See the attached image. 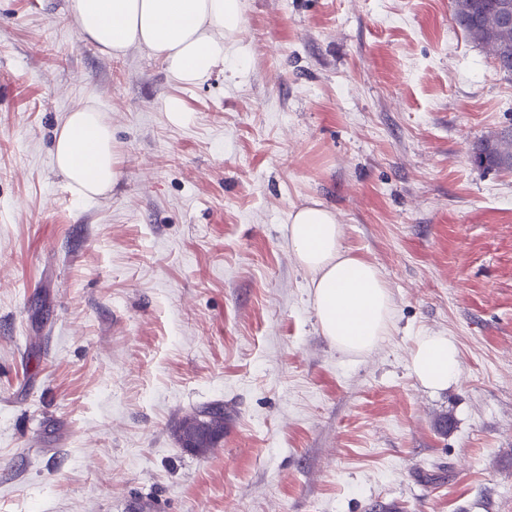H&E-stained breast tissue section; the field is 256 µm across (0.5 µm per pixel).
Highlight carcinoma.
<instances>
[{
  "instance_id": "obj_1",
  "label": "carcinoma",
  "mask_w": 512,
  "mask_h": 512,
  "mask_svg": "<svg viewBox=\"0 0 512 512\" xmlns=\"http://www.w3.org/2000/svg\"><path fill=\"white\" fill-rule=\"evenodd\" d=\"M506 0H453V18L460 29L474 41L491 47L499 71L512 74V30H490L497 15V4ZM473 162L487 169L512 170V131L496 139L480 142ZM187 434L186 443L204 454L224 437V404L201 407L192 417L181 420L175 431Z\"/></svg>"
}]
</instances>
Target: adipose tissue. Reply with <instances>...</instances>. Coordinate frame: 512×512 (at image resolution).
I'll use <instances>...</instances> for the list:
<instances>
[{"mask_svg": "<svg viewBox=\"0 0 512 512\" xmlns=\"http://www.w3.org/2000/svg\"><path fill=\"white\" fill-rule=\"evenodd\" d=\"M68 9L80 40L108 55L146 49L182 86L198 85L223 67L226 45L242 22V0H68ZM54 159L79 196L111 192L119 160L112 128L99 108L83 104L67 113L55 137ZM287 237L311 277L323 336L352 354L375 348L389 330L392 312L390 290L377 266L343 248L335 214L316 202L291 213ZM459 367L451 337H417L410 369L425 389H448Z\"/></svg>", "mask_w": 512, "mask_h": 512, "instance_id": "ef3b65f1", "label": "adipose tissue"}]
</instances>
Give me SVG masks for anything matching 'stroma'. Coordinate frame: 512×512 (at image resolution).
<instances>
[{
  "label": "stroma",
  "mask_w": 512,
  "mask_h": 512,
  "mask_svg": "<svg viewBox=\"0 0 512 512\" xmlns=\"http://www.w3.org/2000/svg\"><path fill=\"white\" fill-rule=\"evenodd\" d=\"M243 4L183 87L81 41L68 0H0V512H512V170L472 160L512 75L452 0ZM86 102L121 169L94 199L53 157ZM313 200L390 289L362 356L288 245ZM426 333L460 351L443 391L409 369ZM214 401L223 439L182 448ZM163 108L168 121L175 126L185 125L191 119V113L185 102L177 95H169L164 100Z\"/></svg>",
  "instance_id": "1"
}]
</instances>
